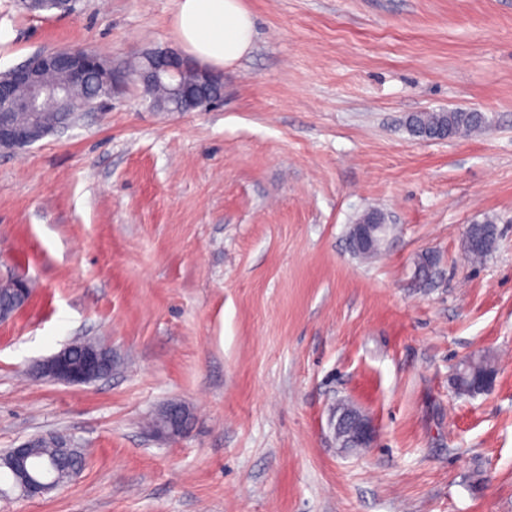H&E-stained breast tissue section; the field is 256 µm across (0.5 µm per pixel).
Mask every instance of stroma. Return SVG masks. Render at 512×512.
I'll use <instances>...</instances> for the list:
<instances>
[{"mask_svg": "<svg viewBox=\"0 0 512 512\" xmlns=\"http://www.w3.org/2000/svg\"><path fill=\"white\" fill-rule=\"evenodd\" d=\"M178 0H0V73L48 49L122 68L177 48ZM251 50L224 97L162 112L127 83L63 133L0 152V279L31 295L0 322V450L40 435L83 469L0 512H512V0H242ZM472 109L445 142L407 118ZM393 224L353 254L364 211ZM493 220L479 263L471 225ZM436 264L420 276L418 263ZM82 338L110 377L31 369ZM485 354L487 392L458 395ZM374 422L338 448L336 399ZM190 408L187 435L152 415ZM76 0H21L22 7L29 12L52 11L58 14H72L75 12ZM51 439L55 440L59 445L62 451L66 456H69L70 459L63 464L54 465L52 467V478L57 481L62 480V484L67 481L71 476V474L75 471H78L83 466V458L81 457H71L73 453L79 454L81 452V448L72 444L70 441L63 440L62 438L58 439L57 437H52Z\"/></svg>", "mask_w": 512, "mask_h": 512, "instance_id": "35a3bbf8", "label": "stroma"}]
</instances>
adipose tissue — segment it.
Returning a JSON list of instances; mask_svg holds the SVG:
<instances>
[{"label":"adipose tissue","mask_w":512,"mask_h":512,"mask_svg":"<svg viewBox=\"0 0 512 512\" xmlns=\"http://www.w3.org/2000/svg\"><path fill=\"white\" fill-rule=\"evenodd\" d=\"M174 28L186 55L221 70L250 51L254 21L241 0H178Z\"/></svg>","instance_id":"adipose-tissue-1"}]
</instances>
